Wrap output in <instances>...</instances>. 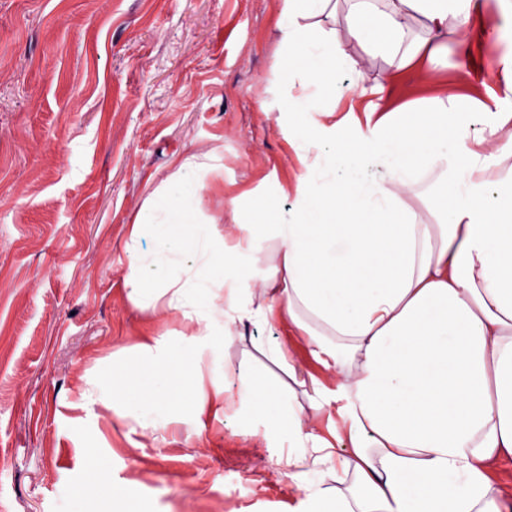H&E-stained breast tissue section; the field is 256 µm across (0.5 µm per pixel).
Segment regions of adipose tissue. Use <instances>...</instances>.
I'll return each mask as SVG.
<instances>
[{"label": "adipose tissue", "instance_id": "ef3b65f1", "mask_svg": "<svg viewBox=\"0 0 512 512\" xmlns=\"http://www.w3.org/2000/svg\"><path fill=\"white\" fill-rule=\"evenodd\" d=\"M481 19L480 0H277L283 93L262 108L288 177L222 188L226 224L196 157L152 189L121 277L147 327L93 361L76 408L155 446L236 421L294 512H512L491 478L512 459V48L490 95L390 94L411 71L471 84L445 52ZM85 471L63 512L92 491L134 512Z\"/></svg>", "mask_w": 512, "mask_h": 512}]
</instances>
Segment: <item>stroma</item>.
<instances>
[{
	"label": "stroma",
	"mask_w": 512,
	"mask_h": 512,
	"mask_svg": "<svg viewBox=\"0 0 512 512\" xmlns=\"http://www.w3.org/2000/svg\"><path fill=\"white\" fill-rule=\"evenodd\" d=\"M512 43V0H481ZM276 0H0V512H60L84 478L72 402L95 358L144 319L120 288L148 193L190 156L224 180L287 177ZM109 475L138 512H290L266 451L231 432L202 448H136L111 419ZM236 487L226 496L225 487Z\"/></svg>",
	"instance_id": "obj_1"
}]
</instances>
